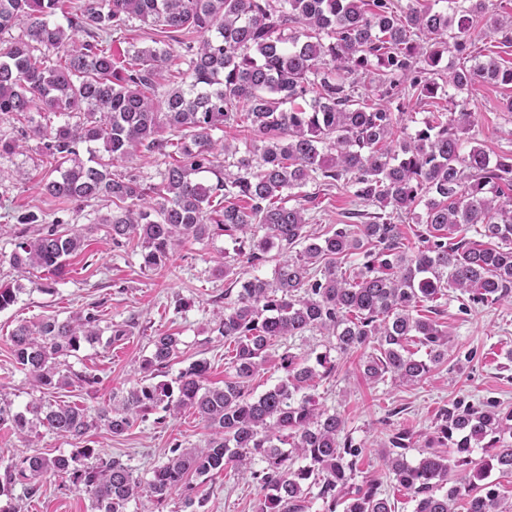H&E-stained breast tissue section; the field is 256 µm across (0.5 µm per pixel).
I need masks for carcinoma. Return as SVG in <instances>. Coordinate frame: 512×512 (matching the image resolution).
<instances>
[{"label":"carcinoma","instance_id":"carcinoma-1","mask_svg":"<svg viewBox=\"0 0 512 512\" xmlns=\"http://www.w3.org/2000/svg\"><path fill=\"white\" fill-rule=\"evenodd\" d=\"M439 2L415 0L396 11L392 0H0V117L21 123L17 135L0 134V158L17 153L23 140L39 141L50 164L43 190L61 204L110 201L112 214L100 223L116 244L138 239L148 269L213 230L239 243L236 258L214 269L219 277L238 264L254 268L273 250L279 256L272 279L244 280L233 299L224 290V314L213 328L227 344L224 385H206L207 362L198 360L170 381L139 382L97 415L121 436L153 411L188 410L210 431L204 447L175 446L145 484L122 460H103L88 446L32 454L19 468L0 456V486L52 476L86 493L92 512H126L145 491L159 502L179 491L187 512H198L204 500L193 495V478L228 467L241 473L257 459L264 463L251 472L263 490L259 512H305L311 493L324 512H396L378 483H352L362 446L344 433L339 413L306 393L331 375L327 354L310 364L286 350L279 384L256 396L250 382L273 340L317 330L341 354L363 351L367 378L414 385L449 351L448 332L413 315L417 308L434 310L450 289L474 303L512 298V151L492 157L479 146L465 149L472 113L455 101L397 136L390 104L435 97L441 86L426 73L445 53L464 60L448 75L457 90L512 85V67L471 54L492 34L512 43V20L490 14L489 0H448L445 9ZM133 19L155 31L152 45L112 50L114 35ZM176 51L187 69L159 97L163 67ZM366 78L379 82L380 102L356 95ZM46 112L63 122L44 126ZM239 122L250 124L256 141L242 153L214 138ZM165 129L179 136L165 138ZM141 152L168 159L159 183L112 171ZM203 173L216 182L203 181ZM318 180L377 212L364 224L308 234V208L276 199ZM407 219L423 226L412 252L400 228ZM472 229L485 241L468 238ZM83 246L80 232L53 225L36 237L19 234L8 262L61 276ZM355 255L362 263L352 274L339 270ZM100 322L89 310L36 327L23 322L10 335L12 354L37 388L91 387L95 376L63 374L59 358L101 342ZM149 344L143 369L150 373L179 353L173 334ZM2 423L19 435L39 424L75 441L95 426L79 405L41 401L22 411L0 406ZM414 438L399 430L385 452L395 489L413 512H454L460 499L466 512H512V501L488 480L494 469L512 474V412L442 410L411 463ZM478 448L485 457H473ZM456 471L468 479L452 483Z\"/></svg>","mask_w":512,"mask_h":512}]
</instances>
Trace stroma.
<instances>
[{
    "label": "stroma",
    "mask_w": 512,
    "mask_h": 512,
    "mask_svg": "<svg viewBox=\"0 0 512 512\" xmlns=\"http://www.w3.org/2000/svg\"><path fill=\"white\" fill-rule=\"evenodd\" d=\"M459 62L455 53L446 54L437 81L445 85L446 96L474 112L472 144L491 153L512 151V114L501 109L512 89L480 84L461 93L455 91L447 85V72ZM36 146L30 139L14 155L0 158V286L18 291L15 303L0 311V403L10 404L15 411L39 400L76 403L96 414L113 397L125 395L141 381L142 363L151 352L148 339L163 332L180 339L179 354L167 367V378H175L190 363L203 360L208 364L207 384L223 385L224 339L213 326L224 310V290L229 283L214 277L212 269L216 258L235 255L234 240L215 230L209 237L175 246L163 268H144L139 248L113 244L105 226L99 224V217L111 213V202L96 199L77 210L45 195L42 178L49 165ZM302 192L315 199L308 217L309 230L316 236L341 223L344 213L354 206L348 193L314 182ZM29 211L39 214V221L18 224L17 216ZM56 219L80 229L85 237L84 250L69 257L63 276L40 269L23 273L5 262L19 232L36 236ZM92 307L105 323L130 328L123 341L87 344L66 357L65 369L91 373L97 384L91 388L63 386L47 392L34 388L27 372L13 360L12 330L23 321L36 325L48 318L62 320ZM438 311L437 320L448 333L451 350L447 361L433 368L419 384L366 379L359 367L360 353L332 351L328 337L314 331L275 340L269 361L250 387L259 395L284 378L279 365L284 350L299 356L328 353L335 369L330 377L317 380L312 394L320 407L341 414L346 432L364 448L355 483L374 480L384 492H392L383 453L398 429L416 434L433 431L440 410L457 402L476 406L490 403L501 411H512V301L483 305L464 303L450 295L439 300ZM208 437L204 422L186 411L150 414L118 437L101 426L90 431L85 443L102 458L121 459L146 481L153 468L167 460L174 444L200 448ZM75 446L74 440L42 427L23 437L0 426V450L16 460L34 453L67 455ZM195 485L197 496L205 500L202 512H257L263 496L256 480L231 469L198 478ZM33 486L31 496L21 483L1 491L0 512H91L88 496L75 488L59 486L48 478L35 480Z\"/></svg>",
    "instance_id": "obj_1"
}]
</instances>
